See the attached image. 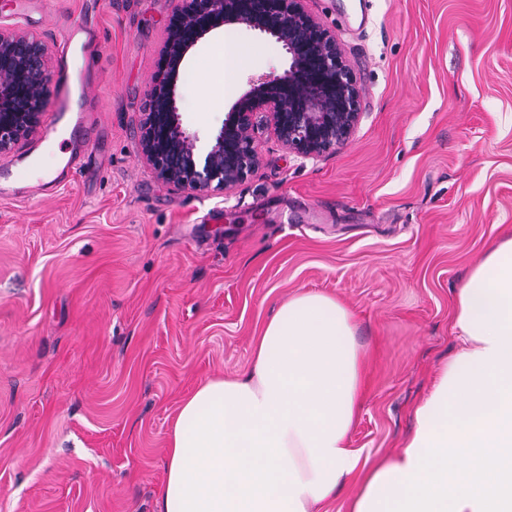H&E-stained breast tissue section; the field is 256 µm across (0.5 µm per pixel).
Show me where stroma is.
<instances>
[{"mask_svg": "<svg viewBox=\"0 0 512 512\" xmlns=\"http://www.w3.org/2000/svg\"><path fill=\"white\" fill-rule=\"evenodd\" d=\"M176 0H0V26L42 37L92 21L74 44V113L0 157V512H154L179 404L244 370L276 308L301 292L353 312L368 387L351 447L396 456L414 411L457 350L454 294L512 231V0H306L335 34L360 91L352 138L316 157L267 131L233 190L157 179L138 151ZM180 69L181 121L219 128L250 79L288 66L281 44L231 31ZM215 101L202 107L201 89ZM59 136L57 168L16 177Z\"/></svg>", "mask_w": 512, "mask_h": 512, "instance_id": "35a3bbf8", "label": "stroma"}]
</instances>
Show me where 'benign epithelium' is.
Instances as JSON below:
<instances>
[{
  "label": "benign epithelium",
  "instance_id": "obj_1",
  "mask_svg": "<svg viewBox=\"0 0 512 512\" xmlns=\"http://www.w3.org/2000/svg\"><path fill=\"white\" fill-rule=\"evenodd\" d=\"M304 0H178L162 55L167 69L154 77L139 123V155L157 178L181 190L230 191L259 163L256 134L270 130L301 156L336 150L360 118V94L336 37L303 6ZM239 27L282 44L288 67L250 80L224 123L198 148L182 125L177 79L183 62L213 33ZM48 44L0 27V156L40 128L49 95Z\"/></svg>",
  "mask_w": 512,
  "mask_h": 512
}]
</instances>
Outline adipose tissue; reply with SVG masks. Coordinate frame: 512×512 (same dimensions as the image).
<instances>
[{
    "label": "adipose tissue",
    "instance_id": "obj_1",
    "mask_svg": "<svg viewBox=\"0 0 512 512\" xmlns=\"http://www.w3.org/2000/svg\"><path fill=\"white\" fill-rule=\"evenodd\" d=\"M456 355L399 456L349 438L365 349L351 310L304 292L280 305L236 377L180 406L155 512H318L360 468L351 512H512V235L455 294Z\"/></svg>",
    "mask_w": 512,
    "mask_h": 512
}]
</instances>
